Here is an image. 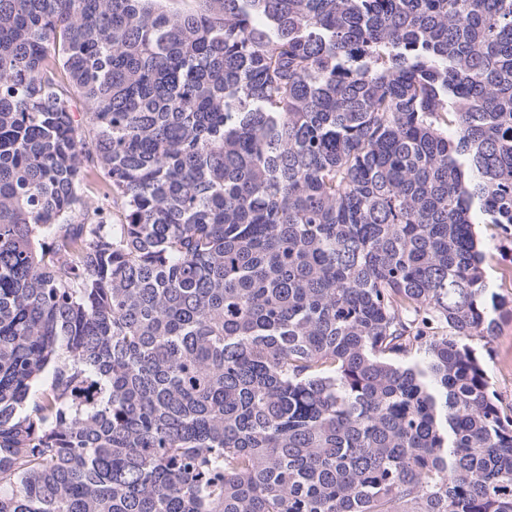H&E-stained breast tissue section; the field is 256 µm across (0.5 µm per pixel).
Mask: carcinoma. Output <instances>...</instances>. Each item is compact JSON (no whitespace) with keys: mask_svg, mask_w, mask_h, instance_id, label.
I'll return each instance as SVG.
<instances>
[{"mask_svg":"<svg viewBox=\"0 0 512 512\" xmlns=\"http://www.w3.org/2000/svg\"><path fill=\"white\" fill-rule=\"evenodd\" d=\"M166 2L0 0V512H512V0ZM479 236L487 253L486 269L490 291L505 299L512 309V241L504 238L501 228L492 224H479ZM476 340L473 345L484 356L491 387L500 406L512 409V315L500 320L499 328L488 344ZM488 350V351H487ZM490 353V355H488Z\"/></svg>","mask_w":512,"mask_h":512,"instance_id":"1","label":"carcinoma"}]
</instances>
